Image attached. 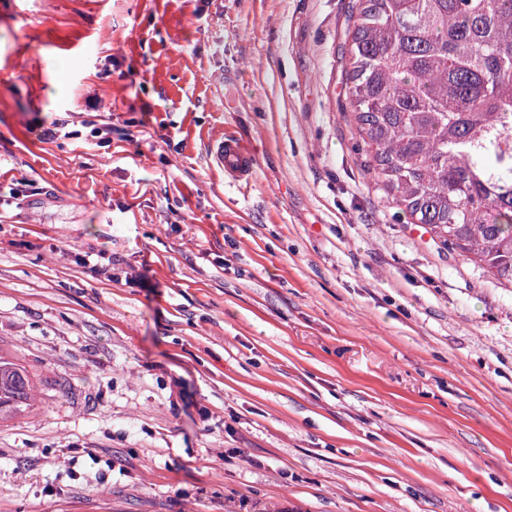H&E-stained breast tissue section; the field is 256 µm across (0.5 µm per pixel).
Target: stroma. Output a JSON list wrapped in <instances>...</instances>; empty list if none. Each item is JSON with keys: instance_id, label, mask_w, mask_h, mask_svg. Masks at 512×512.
Listing matches in <instances>:
<instances>
[{"instance_id": "1", "label": "stroma", "mask_w": 512, "mask_h": 512, "mask_svg": "<svg viewBox=\"0 0 512 512\" xmlns=\"http://www.w3.org/2000/svg\"><path fill=\"white\" fill-rule=\"evenodd\" d=\"M351 6L0 0V512H512V288L364 172ZM209 160L212 166L224 172L227 182L251 181L256 168L253 147L241 140L221 137L210 147ZM33 392L28 369L0 355V423L23 415L33 405Z\"/></svg>"}]
</instances>
